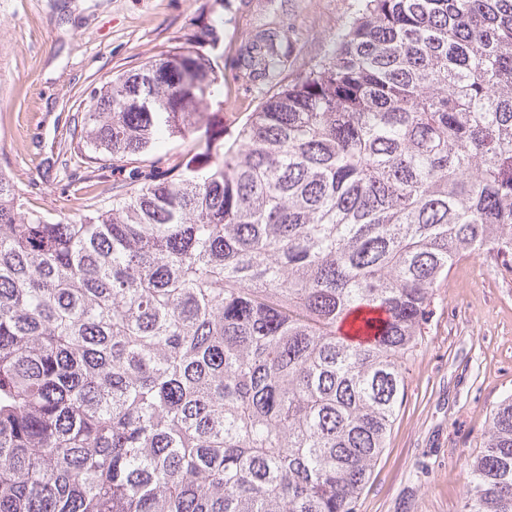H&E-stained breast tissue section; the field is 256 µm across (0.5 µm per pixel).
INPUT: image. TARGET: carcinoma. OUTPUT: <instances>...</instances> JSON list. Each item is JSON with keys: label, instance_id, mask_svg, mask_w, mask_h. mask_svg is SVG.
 <instances>
[{"label": "carcinoma", "instance_id": "cac0c4a2", "mask_svg": "<svg viewBox=\"0 0 512 512\" xmlns=\"http://www.w3.org/2000/svg\"><path fill=\"white\" fill-rule=\"evenodd\" d=\"M117 74L87 165L190 158L74 224L0 170V512H355L462 258L512 267V0H359L224 142L218 24ZM463 512H512V395Z\"/></svg>", "mask_w": 512, "mask_h": 512}]
</instances>
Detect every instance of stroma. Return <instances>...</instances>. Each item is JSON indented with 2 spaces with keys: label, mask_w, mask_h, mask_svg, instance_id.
<instances>
[{
  "label": "stroma",
  "mask_w": 512,
  "mask_h": 512,
  "mask_svg": "<svg viewBox=\"0 0 512 512\" xmlns=\"http://www.w3.org/2000/svg\"><path fill=\"white\" fill-rule=\"evenodd\" d=\"M356 0H0V166L27 208L76 221L90 199L130 189L142 159L80 165L69 128L90 93L179 46L198 17L221 20L224 138L260 102L241 49L271 21L293 45L295 78L328 48ZM512 395V273L493 258L455 264L407 366L405 397L357 512H461L465 461Z\"/></svg>",
  "instance_id": "obj_1"
}]
</instances>
